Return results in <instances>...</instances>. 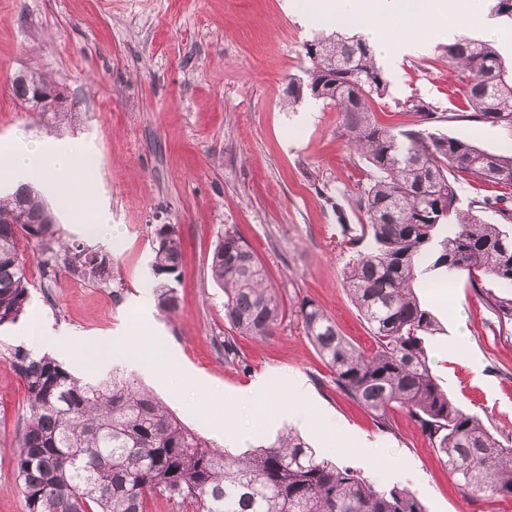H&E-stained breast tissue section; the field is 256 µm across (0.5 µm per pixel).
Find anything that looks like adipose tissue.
Returning <instances> with one entry per match:
<instances>
[{
  "label": "adipose tissue",
  "mask_w": 512,
  "mask_h": 512,
  "mask_svg": "<svg viewBox=\"0 0 512 512\" xmlns=\"http://www.w3.org/2000/svg\"><path fill=\"white\" fill-rule=\"evenodd\" d=\"M486 0H330L337 28L356 30L373 40L387 64L425 52L433 31L454 40L470 29L497 34L499 26ZM79 146L59 150L45 141L18 136L0 146V176L52 185L96 170ZM287 403L277 417L303 429L318 418L309 406V389L297 375L283 378Z\"/></svg>",
  "instance_id": "ef3b65f1"
}]
</instances>
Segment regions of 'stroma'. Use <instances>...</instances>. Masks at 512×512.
Returning <instances> with one entry per match:
<instances>
[{"mask_svg":"<svg viewBox=\"0 0 512 512\" xmlns=\"http://www.w3.org/2000/svg\"><path fill=\"white\" fill-rule=\"evenodd\" d=\"M289 0H0V145L23 134L83 145L98 162L95 203L56 209L61 235L111 253L105 281L72 272L43 274L28 263L26 314L40 312L76 347L63 364L85 379L113 369L137 378L214 446L224 444L223 412L211 393L233 395L258 375L268 394L260 409L284 400L282 378L300 375L321 413L302 438L316 455L360 470L374 485L409 489L427 512H512V501L464 495L407 411L381 427L334 382L304 334L299 306L310 300L342 336L364 350L374 340L344 280L360 233L356 196L366 163L338 136L336 110L304 98L288 104V83L309 61L304 46L328 25L310 26ZM447 40L385 68L391 100L376 105L386 125H409L394 100L434 103L448 135L505 152L512 127L464 119L461 83L449 67ZM39 70L63 83L76 103L71 121L52 130L15 98L13 79ZM107 208L116 238L83 230V213ZM172 224L183 266L173 286L179 308L163 315L150 285L154 228ZM234 228L265 266L283 299V320L265 340L242 336L224 318V295L209 275L211 253ZM483 272H459L442 289L418 286L439 328L429 337L431 371L450 399L477 414L497 437H512V322L486 301ZM131 336L157 337L177 363L202 374L172 392L167 369L148 371L128 354ZM234 346L225 356V343ZM483 366L475 379L473 362ZM26 421L20 377L0 361V512H28L17 489L16 441Z\"/></svg>","mask_w":512,"mask_h":512,"instance_id":"stroma-1","label":"stroma"}]
</instances>
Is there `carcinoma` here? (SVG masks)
<instances>
[{"mask_svg": "<svg viewBox=\"0 0 512 512\" xmlns=\"http://www.w3.org/2000/svg\"><path fill=\"white\" fill-rule=\"evenodd\" d=\"M305 79L290 82L288 105L309 96L339 112L350 150L368 165L357 195L369 246L349 260L345 280L376 347L367 353L341 336L320 306L303 301L305 336L333 371L336 386L381 424L395 406L406 409L466 494L512 499V445L480 417L457 406L431 372L426 337L436 331L414 283L444 281L479 269L512 288V234L480 217L486 210L512 221L509 197L473 200L462 208L456 173L491 184H512V153H492L429 126L438 107L422 98L395 102L418 120L406 128L379 123L374 104L388 96V81L369 40L337 31L305 44ZM448 63L460 74L471 117L512 125V59L490 43L463 37L448 45ZM29 70L13 80L14 96L48 125L69 111H46L31 101ZM44 189L22 184L0 196V326L24 313L29 259L102 280L112 255L82 242H64L51 222ZM151 263L159 280L158 310H177L174 288L182 250L173 224H158ZM209 273L224 291V319L256 339L275 334L282 303L249 244L230 229L215 246ZM499 318L512 321V297L489 294ZM4 358L24 381L28 418L18 436L15 471L28 512H146L157 497L192 512H426L398 486L377 487L352 467L320 459L292 431L269 444L232 456L186 426L151 391L118 372L82 380L48 353L23 346Z\"/></svg>", "mask_w": 512, "mask_h": 512, "instance_id": "1", "label": "carcinoma"}]
</instances>
